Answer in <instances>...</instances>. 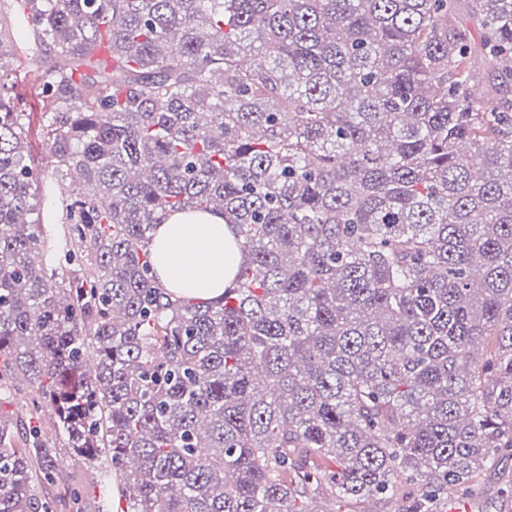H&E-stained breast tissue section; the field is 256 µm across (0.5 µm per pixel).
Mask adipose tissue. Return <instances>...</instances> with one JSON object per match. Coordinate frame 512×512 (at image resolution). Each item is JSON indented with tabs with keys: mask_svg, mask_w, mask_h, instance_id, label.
<instances>
[{
	"mask_svg": "<svg viewBox=\"0 0 512 512\" xmlns=\"http://www.w3.org/2000/svg\"><path fill=\"white\" fill-rule=\"evenodd\" d=\"M153 264L163 284L184 297L216 298L232 280L241 253L222 216L178 213L153 236Z\"/></svg>",
	"mask_w": 512,
	"mask_h": 512,
	"instance_id": "obj_1",
	"label": "adipose tissue"
}]
</instances>
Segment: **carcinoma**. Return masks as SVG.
<instances>
[{
  "label": "carcinoma",
  "mask_w": 512,
  "mask_h": 512,
  "mask_svg": "<svg viewBox=\"0 0 512 512\" xmlns=\"http://www.w3.org/2000/svg\"><path fill=\"white\" fill-rule=\"evenodd\" d=\"M18 6L31 63L54 52L78 251L42 263L0 34V392L26 377L73 454H110L123 512H448L512 458V0ZM189 212L243 248L218 299L172 296L152 264L155 228ZM64 481L0 408V512H54ZM315 503H326L335 512H395L396 508L400 506L401 502L395 500L384 499H365V500H351V501H335L328 498H317L313 501H308L307 508L310 509Z\"/></svg>",
  "instance_id": "obj_1"
}]
</instances>
